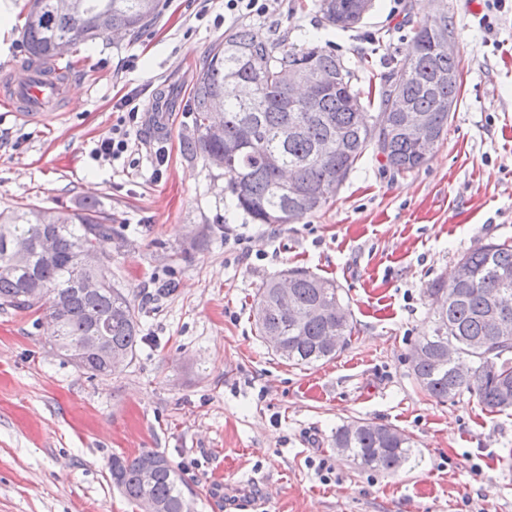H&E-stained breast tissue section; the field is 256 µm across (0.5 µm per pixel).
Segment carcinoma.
I'll return each mask as SVG.
<instances>
[{
  "mask_svg": "<svg viewBox=\"0 0 512 512\" xmlns=\"http://www.w3.org/2000/svg\"><path fill=\"white\" fill-rule=\"evenodd\" d=\"M158 0H30L23 27L26 51L32 63L42 66L55 60L57 43L65 40L74 47L92 40L101 29L125 28L137 33L156 14ZM450 32L448 11L441 7L423 21L412 40L411 52L394 62L379 84L380 112L375 126L368 124L360 91L354 89L350 71L332 50L321 45L285 47L251 29L239 28L224 35V42L208 53L195 79L192 95L194 135L183 143L184 152L206 161L224 156V147L238 144L229 157L224 175L233 205L256 224H288L315 208L288 195L289 183H299L321 194V204L336 192L367 150L383 159L382 167L396 173L422 167L428 155L395 131L392 105L402 95L411 106L429 113L437 128L448 129V100H459L461 71L459 59L448 57L438 40ZM269 64L261 79H256L252 60ZM281 64L311 70L341 68L344 83L325 92L314 104L297 98L295 110L286 112L280 100L288 90L275 81V68ZM442 73L456 79L439 83ZM233 84L237 94L224 98V85ZM219 100L224 115V135L214 138L205 132L210 118L209 105ZM253 130L246 143L239 142L244 128ZM343 141L341 153L320 157L319 141L326 137ZM276 153L281 168L264 167L263 157ZM46 224L59 229L58 254L48 259L39 251L36 240ZM112 238V218L86 204L76 210L30 208L0 212V307L16 310H43L57 315L59 327L54 344L66 357L88 345L95 335L105 336L112 351L133 359L141 343L140 322L131 299L112 285L111 266L99 271L78 267L75 256ZM30 248V264L24 270L9 265L5 241ZM465 269L470 280L459 282L458 268ZM290 288L292 312L278 305L277 278L258 288L254 299V319L259 335L275 332L283 337L286 352L281 358L293 365L309 366L328 360L336 352L324 348L326 336L349 338L353 332L350 318L336 320V305L343 304L339 287L322 288L324 278L305 270H293ZM104 281L99 293L89 295L81 288L88 276ZM453 287L446 289L434 281L424 289L428 301L429 329L415 346L434 354L453 338L459 356L474 363L463 376L439 361L412 366L419 385L432 397L444 400L469 392L491 411L512 409V336L492 337L487 300L507 296L512 299V244L488 242L455 263ZM329 295L330 309L318 317H309L308 309ZM442 295L448 302L443 312L433 309V297ZM481 339L485 348L476 351L468 342ZM84 370L106 375L105 361L93 352L85 357ZM388 426L363 421L354 434L342 426L336 429L333 446L363 469L396 471L416 459L419 449L402 431L387 438ZM155 458L158 465L150 479L143 473L144 461ZM112 482L132 502L148 497L159 512H188L181 480L168 460L152 450L134 457H112Z\"/></svg>",
  "mask_w": 512,
  "mask_h": 512,
  "instance_id": "cac0c4a2",
  "label": "carcinoma"
}]
</instances>
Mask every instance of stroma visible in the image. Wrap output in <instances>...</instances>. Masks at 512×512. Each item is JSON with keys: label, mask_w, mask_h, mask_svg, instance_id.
Segmentation results:
<instances>
[{"label": "stroma", "mask_w": 512, "mask_h": 512, "mask_svg": "<svg viewBox=\"0 0 512 512\" xmlns=\"http://www.w3.org/2000/svg\"><path fill=\"white\" fill-rule=\"evenodd\" d=\"M439 1L374 0L341 30L321 25L314 0H268L261 17L225 14L224 0H159L138 33L67 52L64 96L42 120L0 105V211L92 202L108 214L112 282L144 336L125 367L91 376L48 341L43 312L0 309V512H139L109 460L147 449L177 471L190 512L248 497L256 512H512V410L467 392L430 397L407 360L429 326L426 286L480 244L512 242V0H443L462 85L420 169L394 174L365 153L325 206L271 226L248 222L223 170L183 151L195 77L229 31L331 45L365 90ZM14 5L0 84L28 59V0ZM126 95L140 113L128 149L97 154ZM163 100L172 127L153 135ZM296 267L341 286L355 325L335 358L306 368L262 343L252 310L264 281ZM363 419L411 435L416 462L372 471L337 452V427Z\"/></svg>", "instance_id": "35a3bbf8"}]
</instances>
